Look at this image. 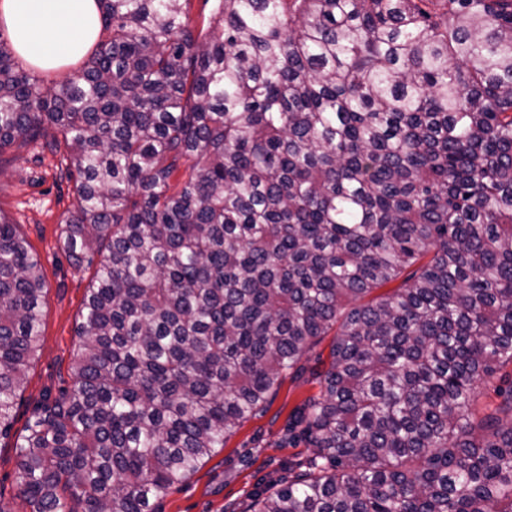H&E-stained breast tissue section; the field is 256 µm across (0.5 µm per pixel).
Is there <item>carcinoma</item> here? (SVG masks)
<instances>
[{
	"mask_svg": "<svg viewBox=\"0 0 512 512\" xmlns=\"http://www.w3.org/2000/svg\"><path fill=\"white\" fill-rule=\"evenodd\" d=\"M98 2L49 87L0 37V153L50 140L62 248L99 256L30 512H156L330 334L313 454L247 512H512V387L473 412L512 366V0ZM44 289L0 212V436ZM501 382L498 378H493L489 385H481L476 391V399L474 408L478 416L490 413L497 406L500 398L498 396V388Z\"/></svg>",
	"mask_w": 512,
	"mask_h": 512,
	"instance_id": "cac0c4a2",
	"label": "carcinoma"
}]
</instances>
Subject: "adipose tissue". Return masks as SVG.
<instances>
[{
  "mask_svg": "<svg viewBox=\"0 0 512 512\" xmlns=\"http://www.w3.org/2000/svg\"><path fill=\"white\" fill-rule=\"evenodd\" d=\"M17 54L39 69L79 62L96 42L97 0H0Z\"/></svg>",
  "mask_w": 512,
  "mask_h": 512,
  "instance_id": "1",
  "label": "adipose tissue"
}]
</instances>
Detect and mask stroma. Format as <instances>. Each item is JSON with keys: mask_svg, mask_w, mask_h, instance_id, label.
<instances>
[{"mask_svg": "<svg viewBox=\"0 0 512 512\" xmlns=\"http://www.w3.org/2000/svg\"><path fill=\"white\" fill-rule=\"evenodd\" d=\"M73 202V184L51 147L41 145L22 159L0 162V212L18 224L45 279L41 347L27 370L13 429L9 437H0V499L14 512H30L17 495V445L34 408L72 384L80 344L76 330L96 270L92 264H75L60 248L61 216ZM330 347L326 339L311 349L303 358L309 373L284 378L268 411L244 422L185 482L158 497L157 512H245L257 490L287 480L289 464L312 454L307 444L289 443L288 419L318 393L320 384L311 371L328 368Z\"/></svg>", "mask_w": 512, "mask_h": 512, "instance_id": "stroma-1", "label": "stroma"}]
</instances>
